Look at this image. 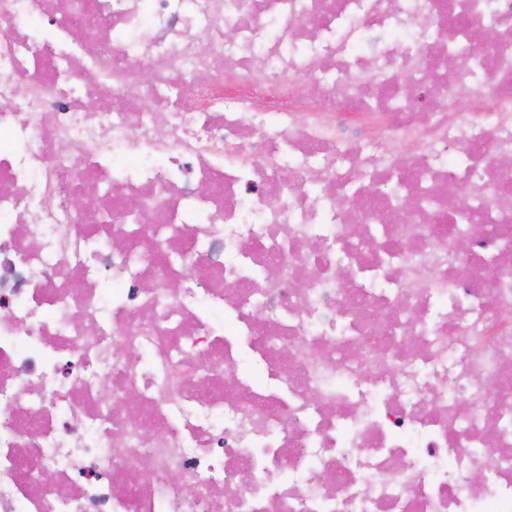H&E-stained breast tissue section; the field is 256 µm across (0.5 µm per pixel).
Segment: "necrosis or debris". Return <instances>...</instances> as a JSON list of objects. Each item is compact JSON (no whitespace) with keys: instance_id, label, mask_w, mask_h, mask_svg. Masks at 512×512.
I'll return each mask as SVG.
<instances>
[{"instance_id":"necrosis-or-debris-1","label":"necrosis or debris","mask_w":512,"mask_h":512,"mask_svg":"<svg viewBox=\"0 0 512 512\" xmlns=\"http://www.w3.org/2000/svg\"><path fill=\"white\" fill-rule=\"evenodd\" d=\"M0 100V512H512V0H0Z\"/></svg>"}]
</instances>
